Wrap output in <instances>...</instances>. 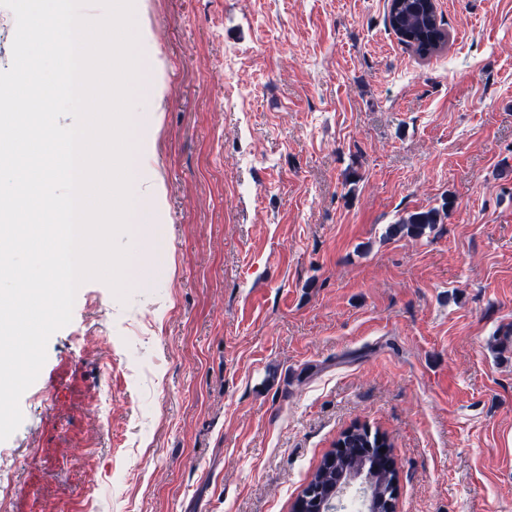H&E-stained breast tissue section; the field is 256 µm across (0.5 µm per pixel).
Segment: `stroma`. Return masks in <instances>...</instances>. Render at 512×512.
I'll use <instances>...</instances> for the list:
<instances>
[{"label":"stroma","mask_w":512,"mask_h":512,"mask_svg":"<svg viewBox=\"0 0 512 512\" xmlns=\"http://www.w3.org/2000/svg\"><path fill=\"white\" fill-rule=\"evenodd\" d=\"M134 6L154 231L49 339L0 512H291L353 425L397 512H512V0H437L428 58L388 0ZM435 224H441L439 209L432 208L426 211H419L402 217L396 224H392L390 233L393 236L406 235L418 238L424 234L427 228H433Z\"/></svg>","instance_id":"stroma-1"}]
</instances>
